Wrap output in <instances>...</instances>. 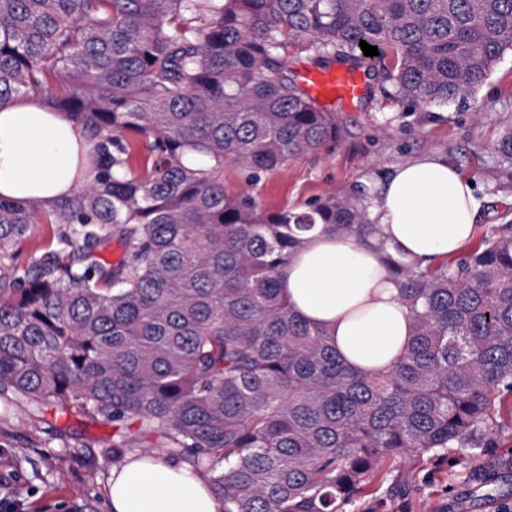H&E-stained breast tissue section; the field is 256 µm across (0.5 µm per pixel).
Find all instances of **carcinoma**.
<instances>
[{"label":"carcinoma","mask_w":512,"mask_h":512,"mask_svg":"<svg viewBox=\"0 0 512 512\" xmlns=\"http://www.w3.org/2000/svg\"><path fill=\"white\" fill-rule=\"evenodd\" d=\"M508 50L512 0H0V100L44 96L87 131L90 165L50 210L0 197V405L111 421L118 457L185 454L223 512H346L388 461L497 447L512 220L451 264L386 256L414 335L372 378L279 291L316 225L377 233L366 205L268 211L251 187L340 135L291 59L369 62L427 108ZM226 163L246 173L231 195ZM36 224L55 243L20 271Z\"/></svg>","instance_id":"1"}]
</instances>
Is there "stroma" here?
Segmentation results:
<instances>
[{
  "label": "stroma",
  "instance_id": "stroma-1",
  "mask_svg": "<svg viewBox=\"0 0 512 512\" xmlns=\"http://www.w3.org/2000/svg\"><path fill=\"white\" fill-rule=\"evenodd\" d=\"M332 110L342 122L336 143L289 161L254 186L266 209L303 210L328 193L360 186L372 193L399 164L437 152L473 179L481 229L512 219V186L499 183L506 162L497 151L512 131L511 50L463 102L416 110L385 96L372 77L359 101ZM497 422V447L474 456L452 449L383 465L348 512H512V395H501ZM51 426L60 438H50ZM113 430L78 411L58 417L49 411L41 419L21 407L0 412V477L15 479L21 512H107Z\"/></svg>",
  "mask_w": 512,
  "mask_h": 512
}]
</instances>
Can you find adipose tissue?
<instances>
[{"instance_id":"adipose-tissue-1","label":"adipose tissue","mask_w":512,"mask_h":512,"mask_svg":"<svg viewBox=\"0 0 512 512\" xmlns=\"http://www.w3.org/2000/svg\"><path fill=\"white\" fill-rule=\"evenodd\" d=\"M86 135L39 96L0 100V197L53 206L83 185ZM383 246L316 227L280 274L296 314L326 330L337 352L360 371H391L412 336V319L385 255L424 268L465 252L478 230L481 204L473 180L442 155L395 168L369 198ZM109 512H222L191 464L126 456L113 466Z\"/></svg>"}]
</instances>
